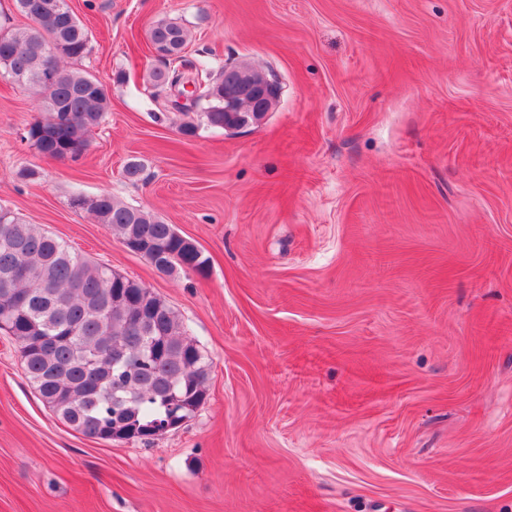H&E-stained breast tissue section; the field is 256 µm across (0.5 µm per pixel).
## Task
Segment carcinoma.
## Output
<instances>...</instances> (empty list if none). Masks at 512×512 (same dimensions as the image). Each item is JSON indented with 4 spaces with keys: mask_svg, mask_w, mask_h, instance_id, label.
Returning a JSON list of instances; mask_svg holds the SVG:
<instances>
[{
    "mask_svg": "<svg viewBox=\"0 0 512 512\" xmlns=\"http://www.w3.org/2000/svg\"><path fill=\"white\" fill-rule=\"evenodd\" d=\"M32 25L0 30V75L29 85L41 95L47 116L29 124L26 139L51 159L77 160L86 134L98 126L108 109L104 84L91 73L68 69L88 51L89 33L75 13L56 8L53 0H15ZM187 30L160 19L149 40L164 67L149 73L152 100L164 104V92L178 68L194 69L199 91L198 118L180 126L185 137L204 129H224V80L236 70L214 72L201 60L183 55ZM61 47L48 73L44 45ZM74 206L88 210L121 241L136 238L167 256L168 275L187 271L204 274L208 259L157 215L132 207L110 193L72 196ZM132 280L111 267L76 253L68 244L8 208L0 207V329L15 337L29 381L42 401L81 434L112 441L113 429L126 424L149 425L174 408L191 418L208 396L210 362L198 351L188 357L180 349L193 341L174 311L154 292L145 290L158 308L156 329L166 335L170 350L163 358L143 353L131 317L136 306L125 297ZM42 336H52L48 345ZM126 349L128 363L112 365V350Z\"/></svg>",
    "mask_w": 512,
    "mask_h": 512,
    "instance_id": "obj_1",
    "label": "carcinoma"
}]
</instances>
